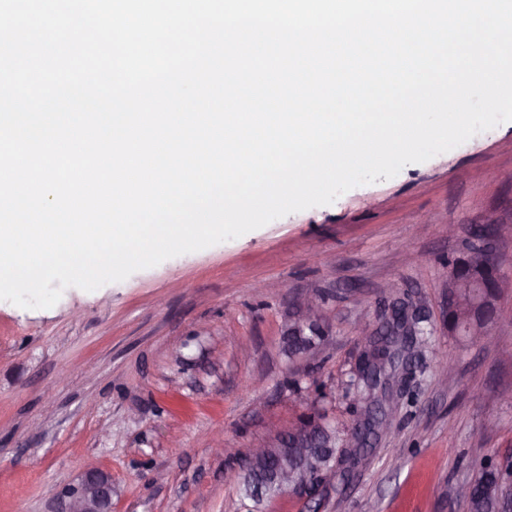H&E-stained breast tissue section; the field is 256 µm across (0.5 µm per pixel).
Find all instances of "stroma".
<instances>
[{
	"label": "stroma",
	"mask_w": 512,
	"mask_h": 512,
	"mask_svg": "<svg viewBox=\"0 0 512 512\" xmlns=\"http://www.w3.org/2000/svg\"><path fill=\"white\" fill-rule=\"evenodd\" d=\"M496 224L512 279V122L393 178L170 258L47 309L0 301V512H58L50 486L88 466L112 476V512H465L453 495L483 449L512 454V291L498 344L445 328L443 264ZM456 234H449V227ZM423 304L439 337L413 412L320 510L283 494L261 504L224 481L211 443L247 449L326 395L341 429L345 389L388 284ZM325 297L321 344L292 362L283 337L302 298ZM316 372L321 391L294 393Z\"/></svg>",
	"instance_id": "1"
}]
</instances>
